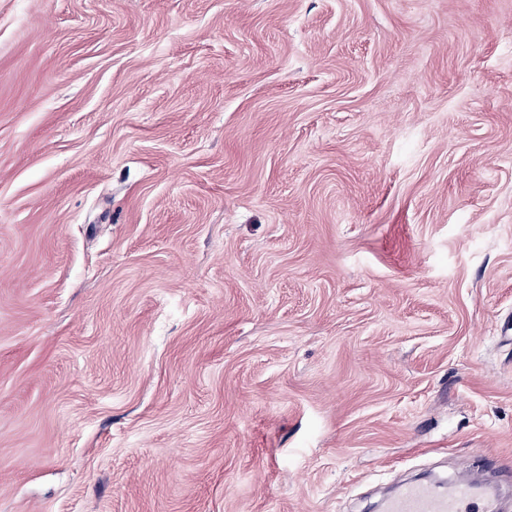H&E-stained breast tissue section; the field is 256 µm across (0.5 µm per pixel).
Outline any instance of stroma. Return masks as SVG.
Returning a JSON list of instances; mask_svg holds the SVG:
<instances>
[{
	"label": "stroma",
	"mask_w": 512,
	"mask_h": 512,
	"mask_svg": "<svg viewBox=\"0 0 512 512\" xmlns=\"http://www.w3.org/2000/svg\"><path fill=\"white\" fill-rule=\"evenodd\" d=\"M512 456V0H0V512H372Z\"/></svg>",
	"instance_id": "1"
}]
</instances>
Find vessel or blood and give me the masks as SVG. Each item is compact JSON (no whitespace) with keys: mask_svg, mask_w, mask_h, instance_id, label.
Listing matches in <instances>:
<instances>
[{"mask_svg":"<svg viewBox=\"0 0 512 512\" xmlns=\"http://www.w3.org/2000/svg\"><path fill=\"white\" fill-rule=\"evenodd\" d=\"M469 470V464H461L445 493L429 483L407 484L386 502L385 512H494L475 491Z\"/></svg>","mask_w":512,"mask_h":512,"instance_id":"vessel-or-blood-1","label":"vessel or blood"}]
</instances>
